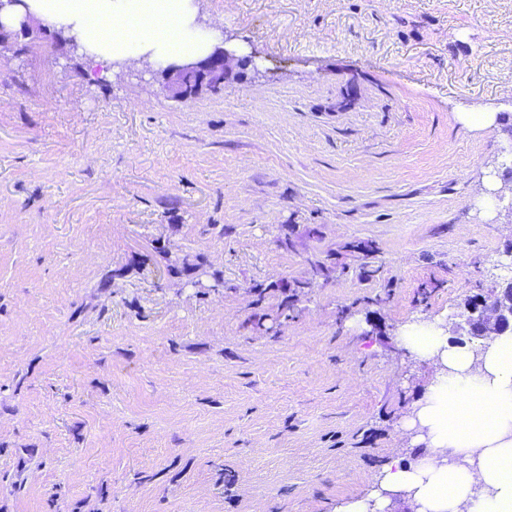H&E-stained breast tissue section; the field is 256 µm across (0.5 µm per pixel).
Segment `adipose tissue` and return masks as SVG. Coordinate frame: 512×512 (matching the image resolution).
<instances>
[{
  "label": "adipose tissue",
  "instance_id": "1",
  "mask_svg": "<svg viewBox=\"0 0 512 512\" xmlns=\"http://www.w3.org/2000/svg\"><path fill=\"white\" fill-rule=\"evenodd\" d=\"M32 8L40 18L73 24L96 59L110 64L129 58L134 46L156 60H180L221 42L216 34L188 42L190 0H32ZM402 341L435 367L406 420L427 453L413 465L386 463L374 485L411 493L417 512H512V337L489 339L477 357L422 321Z\"/></svg>",
  "mask_w": 512,
  "mask_h": 512
}]
</instances>
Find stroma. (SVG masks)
<instances>
[{"mask_svg":"<svg viewBox=\"0 0 512 512\" xmlns=\"http://www.w3.org/2000/svg\"><path fill=\"white\" fill-rule=\"evenodd\" d=\"M196 9L259 70L0 56V512H336L415 460L403 332L512 279V0Z\"/></svg>","mask_w":512,"mask_h":512,"instance_id":"obj_1","label":"stroma"}]
</instances>
